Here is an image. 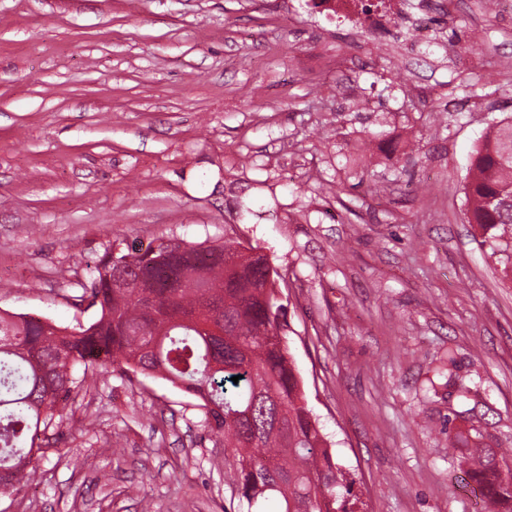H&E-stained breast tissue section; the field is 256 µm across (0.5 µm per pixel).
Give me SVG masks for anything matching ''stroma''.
Returning <instances> with one entry per match:
<instances>
[{"mask_svg": "<svg viewBox=\"0 0 512 512\" xmlns=\"http://www.w3.org/2000/svg\"><path fill=\"white\" fill-rule=\"evenodd\" d=\"M410 3L432 47L306 0H0V310L86 325L112 245H252L354 512H481L448 429L512 446V275L464 219L512 14ZM233 460L193 396L108 365L0 512H247Z\"/></svg>", "mask_w": 512, "mask_h": 512, "instance_id": "35a3bbf8", "label": "stroma"}]
</instances>
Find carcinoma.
Listing matches in <instances>:
<instances>
[{
    "label": "carcinoma",
    "instance_id": "cac0c4a2",
    "mask_svg": "<svg viewBox=\"0 0 512 512\" xmlns=\"http://www.w3.org/2000/svg\"><path fill=\"white\" fill-rule=\"evenodd\" d=\"M467 223L491 254L512 263V117L493 124L472 158ZM269 263L241 243L105 251L83 294L97 318L75 329L0 312V491L50 451L64 403L99 357L124 371L158 375L194 396L211 430L236 449L229 480L248 507L279 495L284 512H349L354 479L329 452L286 339ZM221 325L224 337L208 323ZM83 368L77 376L76 369ZM240 376L238 382L232 377ZM466 447L460 464L486 512H512V450L484 446L475 427L448 432Z\"/></svg>",
    "mask_w": 512,
    "mask_h": 512
}]
</instances>
